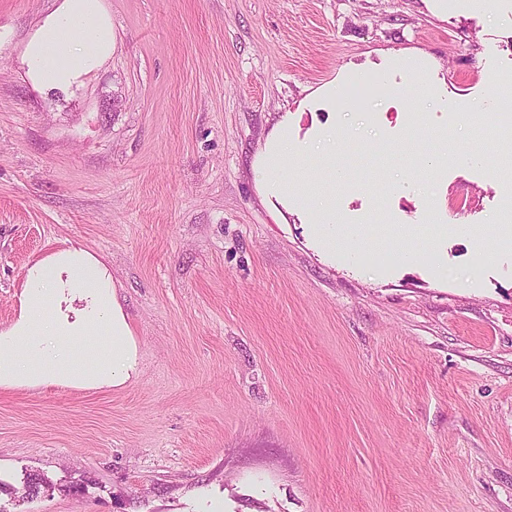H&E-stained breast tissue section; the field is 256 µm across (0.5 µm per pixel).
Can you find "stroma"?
I'll list each match as a JSON object with an SVG mask.
<instances>
[{"label": "stroma", "mask_w": 512, "mask_h": 512, "mask_svg": "<svg viewBox=\"0 0 512 512\" xmlns=\"http://www.w3.org/2000/svg\"><path fill=\"white\" fill-rule=\"evenodd\" d=\"M105 5L111 59L41 91L21 52L56 0H0V328L81 244L139 372L0 387V512H512V177L471 120L512 91V0ZM283 123L336 132V166L268 197Z\"/></svg>", "instance_id": "obj_1"}]
</instances>
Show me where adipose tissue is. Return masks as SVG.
Returning <instances> with one entry per match:
<instances>
[{
    "label": "adipose tissue",
    "mask_w": 512,
    "mask_h": 512,
    "mask_svg": "<svg viewBox=\"0 0 512 512\" xmlns=\"http://www.w3.org/2000/svg\"><path fill=\"white\" fill-rule=\"evenodd\" d=\"M114 47L103 0H59L28 36L21 62L35 87L66 90L103 66ZM307 150L279 127L255 168L274 174ZM137 373V343L103 261L69 243L27 265L18 313L0 329V387L119 388Z\"/></svg>",
    "instance_id": "1"
}]
</instances>
